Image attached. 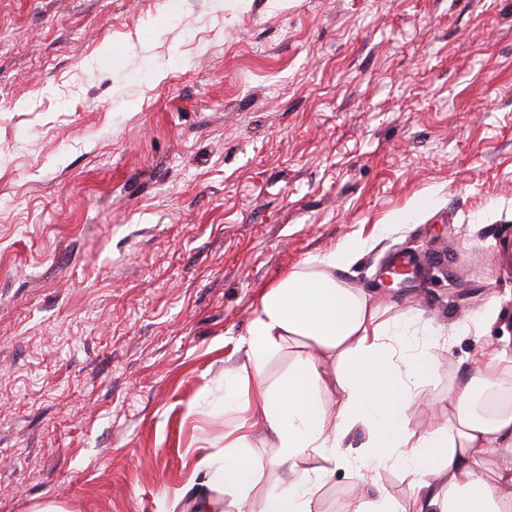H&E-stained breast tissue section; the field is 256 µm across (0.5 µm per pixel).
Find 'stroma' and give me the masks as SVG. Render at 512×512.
Instances as JSON below:
<instances>
[{
	"label": "stroma",
	"mask_w": 512,
	"mask_h": 512,
	"mask_svg": "<svg viewBox=\"0 0 512 512\" xmlns=\"http://www.w3.org/2000/svg\"><path fill=\"white\" fill-rule=\"evenodd\" d=\"M355 234L347 285L441 327L445 413L512 351V0H0V512L206 492L262 288ZM363 479L412 476L338 465L321 512ZM499 314V300L495 297H491L486 301L479 313L467 321L462 322L456 327V330H469L471 327L477 328L483 324L493 323L499 318Z\"/></svg>",
	"instance_id": "obj_1"
}]
</instances>
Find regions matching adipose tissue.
I'll use <instances>...</instances> for the list:
<instances>
[{
    "mask_svg": "<svg viewBox=\"0 0 512 512\" xmlns=\"http://www.w3.org/2000/svg\"><path fill=\"white\" fill-rule=\"evenodd\" d=\"M373 243L351 236L262 291L245 359L224 379L225 412L236 411L240 388L253 419L225 432L222 450L201 457L210 492L192 502V512L237 510L247 501L257 482L258 431L271 436L272 463L281 471L258 512H319L331 467L346 460L359 429L368 440L358 466L390 462L424 479L402 500L383 491L356 494L347 512H512V399L501 391L512 363L502 349L481 353L449 388L445 422L434 424L425 393L436 370L426 339L433 326L407 314L387 316L380 302L341 278ZM294 341L299 349L287 375L270 385L269 360ZM417 414L423 424L410 428ZM492 452L502 460L490 478L484 464Z\"/></svg>",
    "mask_w": 512,
    "mask_h": 512,
    "instance_id": "adipose-tissue-1",
    "label": "adipose tissue"
}]
</instances>
